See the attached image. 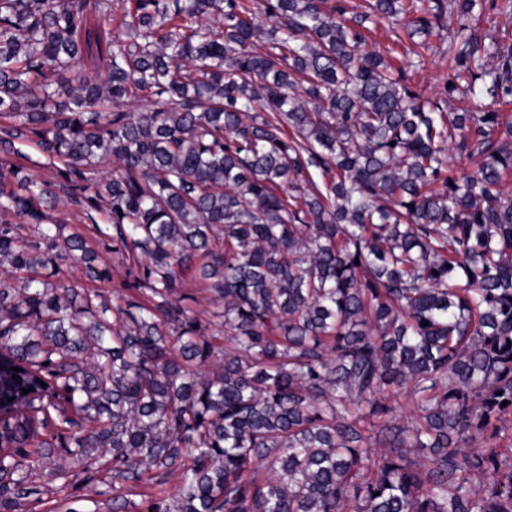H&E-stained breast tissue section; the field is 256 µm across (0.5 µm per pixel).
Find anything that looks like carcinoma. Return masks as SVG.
Instances as JSON below:
<instances>
[{
  "label": "carcinoma",
  "instance_id": "cac0c4a2",
  "mask_svg": "<svg viewBox=\"0 0 512 512\" xmlns=\"http://www.w3.org/2000/svg\"><path fill=\"white\" fill-rule=\"evenodd\" d=\"M497 2L456 0L430 100L362 31L419 57L448 0H0V512L55 446L112 512H512V45L465 23ZM100 248L115 304L63 274L111 280ZM370 28V31L367 33V47L370 49L380 48L382 51L385 50L386 47H390L393 49L394 53H392L393 57H396L400 61L403 60V57L407 52L411 49V41L401 33L402 42L398 45H392L391 38H394L391 33L386 32V25L376 26L373 24H367Z\"/></svg>",
  "mask_w": 512,
  "mask_h": 512
}]
</instances>
